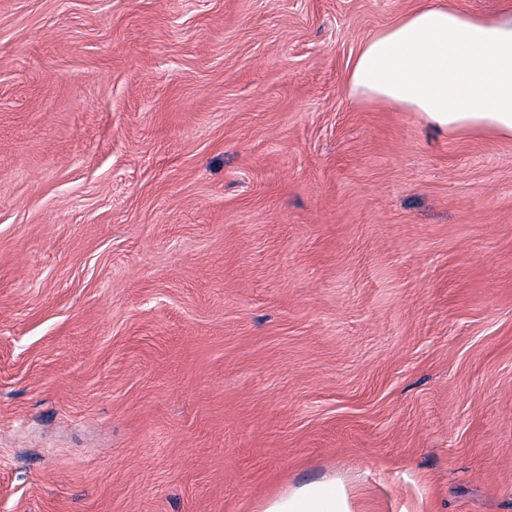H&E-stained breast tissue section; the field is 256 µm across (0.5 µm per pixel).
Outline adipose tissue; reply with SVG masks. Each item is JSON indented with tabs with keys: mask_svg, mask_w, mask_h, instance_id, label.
Segmentation results:
<instances>
[{
	"mask_svg": "<svg viewBox=\"0 0 512 512\" xmlns=\"http://www.w3.org/2000/svg\"><path fill=\"white\" fill-rule=\"evenodd\" d=\"M349 97L418 113L443 134L512 139V0L497 14L473 16L444 0H418L364 41L346 78ZM262 512H355L336 479L301 485L268 500Z\"/></svg>",
	"mask_w": 512,
	"mask_h": 512,
	"instance_id": "1",
	"label": "adipose tissue"
}]
</instances>
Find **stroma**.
Segmentation results:
<instances>
[{
    "label": "stroma",
    "mask_w": 512,
    "mask_h": 512,
    "mask_svg": "<svg viewBox=\"0 0 512 512\" xmlns=\"http://www.w3.org/2000/svg\"><path fill=\"white\" fill-rule=\"evenodd\" d=\"M416 0H0V512H512V139L350 98ZM262 512H355L353 499L336 478L314 481L268 500Z\"/></svg>",
    "instance_id": "1"
}]
</instances>
